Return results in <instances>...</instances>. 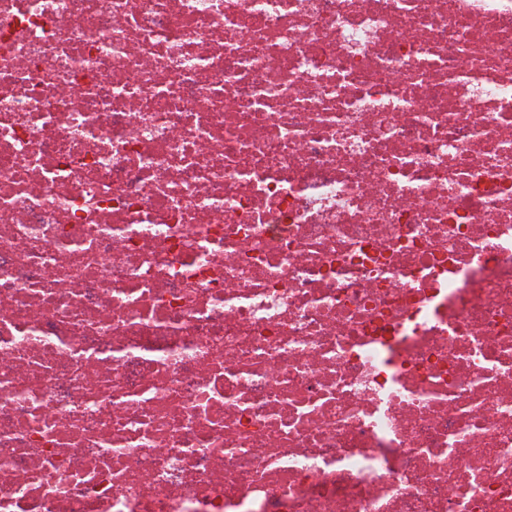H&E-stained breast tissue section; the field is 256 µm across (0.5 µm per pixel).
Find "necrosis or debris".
Returning a JSON list of instances; mask_svg holds the SVG:
<instances>
[{
    "mask_svg": "<svg viewBox=\"0 0 512 512\" xmlns=\"http://www.w3.org/2000/svg\"><path fill=\"white\" fill-rule=\"evenodd\" d=\"M0 512H512V0H0Z\"/></svg>",
    "mask_w": 512,
    "mask_h": 512,
    "instance_id": "obj_1",
    "label": "necrosis or debris"
}]
</instances>
